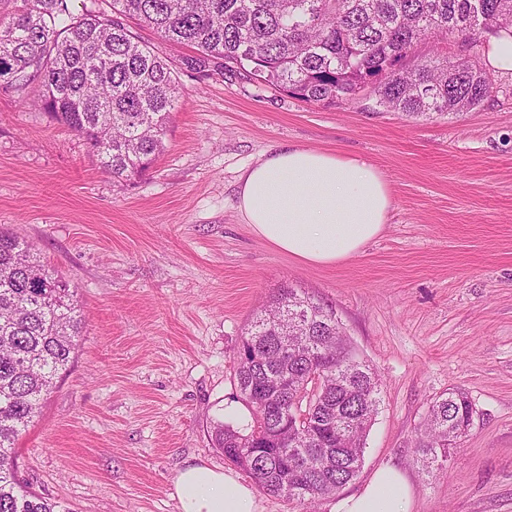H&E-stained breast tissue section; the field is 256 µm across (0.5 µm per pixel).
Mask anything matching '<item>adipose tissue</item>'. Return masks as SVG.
Segmentation results:
<instances>
[{"mask_svg":"<svg viewBox=\"0 0 512 512\" xmlns=\"http://www.w3.org/2000/svg\"><path fill=\"white\" fill-rule=\"evenodd\" d=\"M391 208L381 173L359 158L288 146L239 180L237 209L258 237L306 263L336 264L378 236ZM179 512H258L253 489L232 470L187 464L175 479ZM335 512H414L403 473L376 470Z\"/></svg>","mask_w":512,"mask_h":512,"instance_id":"obj_1","label":"adipose tissue"}]
</instances>
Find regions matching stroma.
Wrapping results in <instances>:
<instances>
[{
	"mask_svg": "<svg viewBox=\"0 0 512 512\" xmlns=\"http://www.w3.org/2000/svg\"><path fill=\"white\" fill-rule=\"evenodd\" d=\"M461 117L413 120L360 96L333 106L183 71L165 150L116 182L84 140L0 85V229L76 288L85 322L71 369L20 436V481L70 512H179L188 463L226 467L211 441L244 408L237 352L281 288L332 308L381 405L358 476L407 477L414 512H512V71ZM293 145L371 163L392 205L381 233L335 265L259 238L236 207L240 176ZM476 414L448 460L416 452L448 389Z\"/></svg>",
	"mask_w": 512,
	"mask_h": 512,
	"instance_id": "35a3bbf8",
	"label": "stroma"
}]
</instances>
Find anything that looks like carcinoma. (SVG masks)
I'll return each instance as SVG.
<instances>
[{"instance_id": "1", "label": "carcinoma", "mask_w": 512, "mask_h": 512, "mask_svg": "<svg viewBox=\"0 0 512 512\" xmlns=\"http://www.w3.org/2000/svg\"><path fill=\"white\" fill-rule=\"evenodd\" d=\"M131 20L162 44L194 48L190 70L328 106L365 91L412 119H452L493 92L486 40L512 35V0H112L110 15L22 0L0 22V81L82 137L118 182L156 161L179 94L174 70ZM427 39H452L459 53L416 55ZM82 329L69 282L0 230V512H70L22 485L15 445L69 369ZM320 370L318 391L303 387ZM236 380L253 425L218 422L212 440L263 491L312 512L357 476L380 379L332 309L280 289L242 337ZM474 414L460 389L435 398L416 441L423 461H447Z\"/></svg>"}]
</instances>
